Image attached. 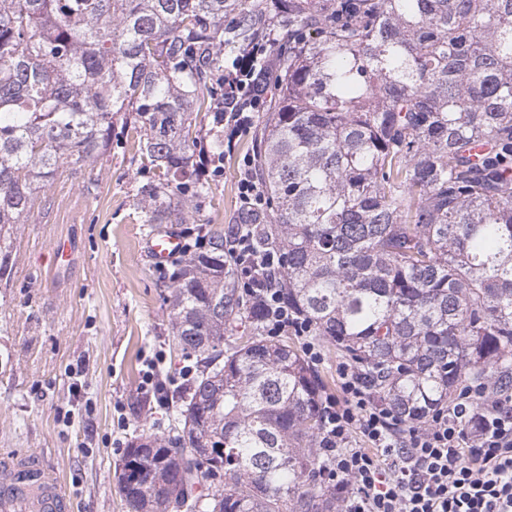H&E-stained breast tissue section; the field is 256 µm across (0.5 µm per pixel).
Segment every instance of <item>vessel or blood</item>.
Listing matches in <instances>:
<instances>
[{"label":"vessel or blood","mask_w":512,"mask_h":512,"mask_svg":"<svg viewBox=\"0 0 512 512\" xmlns=\"http://www.w3.org/2000/svg\"><path fill=\"white\" fill-rule=\"evenodd\" d=\"M181 241L174 233L153 235L148 251L162 263L176 255ZM72 504L59 488L56 476L36 456L12 451L0 453V512H71Z\"/></svg>","instance_id":"b4317fda"}]
</instances>
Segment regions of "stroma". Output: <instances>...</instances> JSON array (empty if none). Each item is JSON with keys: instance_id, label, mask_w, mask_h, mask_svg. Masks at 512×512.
<instances>
[{"instance_id": "1", "label": "stroma", "mask_w": 512, "mask_h": 512, "mask_svg": "<svg viewBox=\"0 0 512 512\" xmlns=\"http://www.w3.org/2000/svg\"><path fill=\"white\" fill-rule=\"evenodd\" d=\"M260 131L234 138L210 193L188 198L174 232L240 223L238 164ZM135 152L116 118L107 155L59 173L0 239V450L39 457L74 512H126L115 479L124 444L175 426L172 406L141 388L146 359H161L167 383L183 361L170 333V274L146 249L159 227L139 190L158 174ZM59 242L67 255H57Z\"/></svg>"}]
</instances>
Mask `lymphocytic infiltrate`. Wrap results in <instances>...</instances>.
I'll use <instances>...</instances> for the list:
<instances>
[{"label":"lymphocytic infiltrate","mask_w":512,"mask_h":512,"mask_svg":"<svg viewBox=\"0 0 512 512\" xmlns=\"http://www.w3.org/2000/svg\"><path fill=\"white\" fill-rule=\"evenodd\" d=\"M268 46L265 39L251 43L224 69L219 124L232 133L251 129L264 103L255 73ZM227 254L237 288L263 309L264 335L293 332L307 359L321 364L311 324L292 314L275 285L281 254L259 249L240 225ZM336 372L339 393L323 402L317 453L342 512H512L511 390L492 395L463 385L451 407L419 428L380 401L356 366L344 361Z\"/></svg>","instance_id":"f902f5d3"}]
</instances>
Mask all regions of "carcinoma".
Masks as SVG:
<instances>
[{
    "mask_svg": "<svg viewBox=\"0 0 512 512\" xmlns=\"http://www.w3.org/2000/svg\"><path fill=\"white\" fill-rule=\"evenodd\" d=\"M234 22L225 24L230 13ZM277 29L256 242L288 308L422 424L465 381L512 382V0H0V232L133 117L149 224H180L224 44ZM172 274L190 362L174 435L132 442L128 512H341L319 477L325 384L240 302L224 230ZM250 324L235 345L224 334Z\"/></svg>",
    "mask_w": 512,
    "mask_h": 512,
    "instance_id": "carcinoma-1",
    "label": "carcinoma"
}]
</instances>
